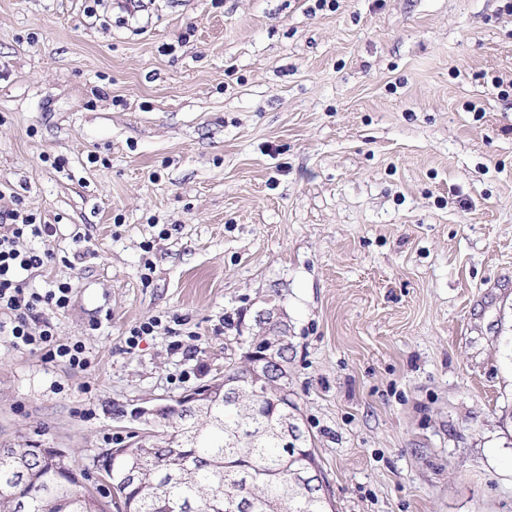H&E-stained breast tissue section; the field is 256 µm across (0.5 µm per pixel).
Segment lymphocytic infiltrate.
I'll return each instance as SVG.
<instances>
[{
    "label": "lymphocytic infiltrate",
    "mask_w": 512,
    "mask_h": 512,
    "mask_svg": "<svg viewBox=\"0 0 512 512\" xmlns=\"http://www.w3.org/2000/svg\"><path fill=\"white\" fill-rule=\"evenodd\" d=\"M55 231V225L36 223L32 215L19 210L0 211V311L8 314L0 320V335L8 337L15 349L42 354L72 371H84L93 364L85 345L78 340L57 341L54 325L43 318L44 307H68L71 284L60 282L42 292L29 287L27 274L42 268L51 254L17 247L21 237H50Z\"/></svg>",
    "instance_id": "lymphocytic-infiltrate-1"
}]
</instances>
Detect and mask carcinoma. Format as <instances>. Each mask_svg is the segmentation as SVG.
I'll list each match as a JSON object with an SVG mask.
<instances>
[{"instance_id":"carcinoma-1","label":"carcinoma","mask_w":512,"mask_h":512,"mask_svg":"<svg viewBox=\"0 0 512 512\" xmlns=\"http://www.w3.org/2000/svg\"><path fill=\"white\" fill-rule=\"evenodd\" d=\"M226 377L246 387L248 365L228 354L216 381ZM292 408L271 387L236 405L223 392L201 410H170L151 447L116 449L118 467L136 478L103 506L86 474L56 463L54 449L20 445L0 458V512H332L322 493L310 496L294 482L296 471L319 468L310 435L300 430V444L285 448L272 433Z\"/></svg>"}]
</instances>
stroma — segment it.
<instances>
[{
  "label": "stroma",
  "mask_w": 512,
  "mask_h": 512,
  "mask_svg": "<svg viewBox=\"0 0 512 512\" xmlns=\"http://www.w3.org/2000/svg\"><path fill=\"white\" fill-rule=\"evenodd\" d=\"M504 5L0 0V211L56 226L30 285L72 284L43 317L94 360L0 335V446L98 478L272 299L336 512H512ZM158 329H162L165 334H170L174 336H180V334H176L177 330L171 328L168 325H163L162 319L156 317L152 318L147 322L140 323L138 326H134L130 329V335L127 337L126 343L129 349L136 348L139 343V339L142 336H149L156 332Z\"/></svg>",
  "instance_id": "35a3bbf8"
}]
</instances>
